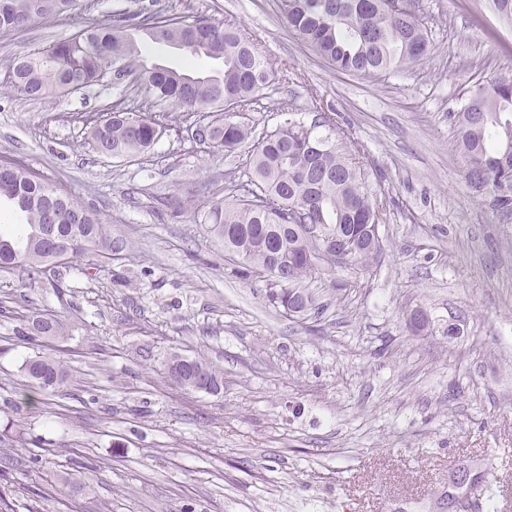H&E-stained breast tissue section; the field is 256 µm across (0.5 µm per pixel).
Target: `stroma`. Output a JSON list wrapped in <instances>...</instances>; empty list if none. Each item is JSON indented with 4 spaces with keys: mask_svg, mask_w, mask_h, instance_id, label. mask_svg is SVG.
I'll use <instances>...</instances> for the list:
<instances>
[{
    "mask_svg": "<svg viewBox=\"0 0 512 512\" xmlns=\"http://www.w3.org/2000/svg\"><path fill=\"white\" fill-rule=\"evenodd\" d=\"M422 2L431 56L380 82L327 67L281 25L274 0H94L96 21L150 5L235 21L295 72L268 87L256 120L276 125L285 107L312 121L315 88L353 128L370 185L392 201L388 247L370 273L342 266L311 281L322 304L311 322L236 276L185 206L223 198L236 155L183 134L145 159L103 157L85 121L118 98L111 84L39 101L0 89V157L129 244L118 259L76 258L33 279L0 268L10 512H432L455 466L493 448L497 478L512 484V224L477 201L451 146L470 91L512 69V21L492 0ZM70 33L40 21L0 39V75L24 48ZM419 306L431 333L416 337L405 317ZM33 311L57 315L64 335L26 336ZM384 336L393 352L374 358ZM476 340L484 350L456 365L453 351ZM38 354L66 361L72 382L24 395L20 367ZM175 354L218 368L221 392L172 384Z\"/></svg>",
    "mask_w": 512,
    "mask_h": 512,
    "instance_id": "obj_1",
    "label": "stroma"
}]
</instances>
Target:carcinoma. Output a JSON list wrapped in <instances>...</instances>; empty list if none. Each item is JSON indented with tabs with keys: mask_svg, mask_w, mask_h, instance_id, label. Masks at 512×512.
Wrapping results in <instances>:
<instances>
[{
	"mask_svg": "<svg viewBox=\"0 0 512 512\" xmlns=\"http://www.w3.org/2000/svg\"><path fill=\"white\" fill-rule=\"evenodd\" d=\"M74 0H0V36L21 34L37 21L59 20L72 28L64 41L20 53L8 64L4 83L14 93L40 100L53 93L81 90L105 79L112 87H138L159 111H144L120 98L89 116L90 141L102 156L131 159L150 152L168 132L191 133L193 141L242 157L229 177L228 194L194 215L224 245V258L244 279L266 284L265 297L289 317L305 320L318 310L305 282L336 270V241L351 251L347 265L368 272L381 258V236L366 228L386 224L390 200L368 184L367 163L352 128L333 109H320L309 126L294 116L271 128L258 127L249 113L261 105L273 80H290L292 69L272 68L250 34L231 20L202 14H171L162 9L86 24ZM280 19L309 50L332 69L384 81L422 63L432 53L427 16L419 0H276ZM164 45L199 60L207 70H174L151 63L146 45ZM455 150L464 177L477 198L500 219H512V193L498 194L512 182V75L495 76L469 95L457 115ZM12 172L0 181L5 201L22 223L0 233V258L26 267L35 277L49 266L87 251L112 258L127 243L107 232L98 216L33 170L8 158ZM61 220L56 237L74 240L65 257L51 253L41 236L48 212ZM31 335L63 334L51 314L33 315ZM167 375L179 387L215 394L220 372L201 357L176 355ZM27 386H65L71 375L52 356L27 360ZM483 467L468 464L470 478L451 476L448 493L434 507L448 512H482L483 504L507 493L493 477L492 457Z\"/></svg>",
	"mask_w": 512,
	"mask_h": 512,
	"instance_id": "cac0c4a2",
	"label": "carcinoma"
}]
</instances>
